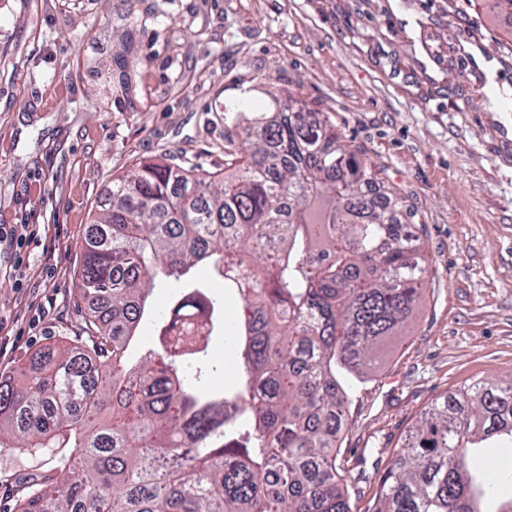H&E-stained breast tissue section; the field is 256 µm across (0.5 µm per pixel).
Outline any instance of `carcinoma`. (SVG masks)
Segmentation results:
<instances>
[{
	"label": "carcinoma",
	"instance_id": "carcinoma-1",
	"mask_svg": "<svg viewBox=\"0 0 512 512\" xmlns=\"http://www.w3.org/2000/svg\"><path fill=\"white\" fill-rule=\"evenodd\" d=\"M295 103L224 107V175L146 162L112 181L81 245L84 339L0 380V447L30 480L17 512H351L359 483L367 512H512V471L473 463L512 444V374L435 398L383 472L337 464L350 393L423 305L426 264L332 116ZM199 265L234 300L231 392L206 383L227 318ZM157 288L177 293L133 365Z\"/></svg>",
	"mask_w": 512,
	"mask_h": 512
}]
</instances>
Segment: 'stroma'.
I'll use <instances>...</instances> for the list:
<instances>
[{"label":"stroma","mask_w":512,"mask_h":512,"mask_svg":"<svg viewBox=\"0 0 512 512\" xmlns=\"http://www.w3.org/2000/svg\"><path fill=\"white\" fill-rule=\"evenodd\" d=\"M298 87L422 233L428 288L357 385L339 462L387 464L436 395L512 371V17L480 0H0V379L76 343L79 245L143 161L224 166V107Z\"/></svg>","instance_id":"stroma-1"}]
</instances>
